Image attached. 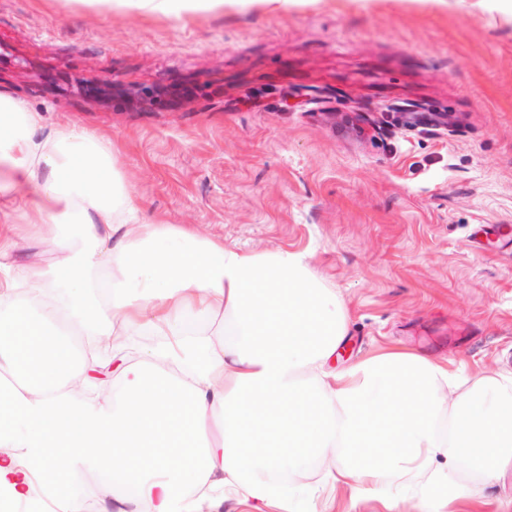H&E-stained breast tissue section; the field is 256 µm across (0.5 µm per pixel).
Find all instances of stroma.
<instances>
[{"instance_id": "35a3bbf8", "label": "stroma", "mask_w": 512, "mask_h": 512, "mask_svg": "<svg viewBox=\"0 0 512 512\" xmlns=\"http://www.w3.org/2000/svg\"><path fill=\"white\" fill-rule=\"evenodd\" d=\"M101 79L194 100L100 107L76 85ZM1 94L102 141L144 222L306 254L347 310L333 367L400 345L512 371V0H228L179 18L0 0ZM400 110L448 121L403 127ZM323 475L273 474L304 493L266 512H386Z\"/></svg>"}]
</instances>
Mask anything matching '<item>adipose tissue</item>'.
I'll return each instance as SVG.
<instances>
[{
  "mask_svg": "<svg viewBox=\"0 0 512 512\" xmlns=\"http://www.w3.org/2000/svg\"><path fill=\"white\" fill-rule=\"evenodd\" d=\"M0 493L49 484L61 512L81 465L108 473L121 512H195L239 485L255 512L290 492L260 472L322 456L331 483L366 494L415 477L418 512L472 497L512 469V372L467 378L446 361L392 350L336 371L346 310L304 254L248 252L181 224H148L103 143L0 95ZM36 238L51 266L23 257ZM195 313L220 330H185ZM159 339L147 360L127 337ZM83 337L76 357L70 336ZM115 367L119 394L98 374ZM80 381L73 394L72 381ZM341 449L343 465L328 452ZM469 472L472 485L459 481Z\"/></svg>",
  "mask_w": 512,
  "mask_h": 512,
  "instance_id": "1",
  "label": "adipose tissue"
}]
</instances>
